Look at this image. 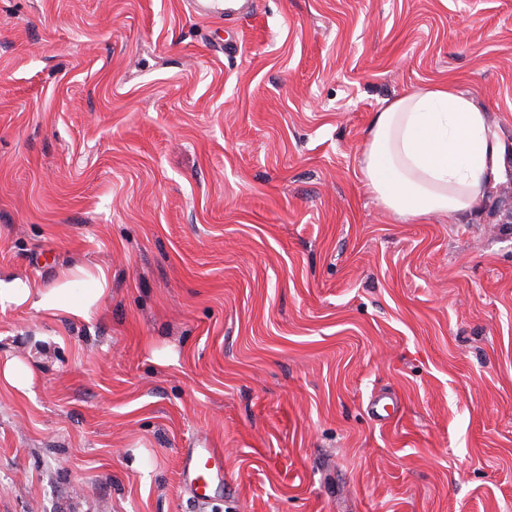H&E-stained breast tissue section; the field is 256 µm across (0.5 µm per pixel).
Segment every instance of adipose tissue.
I'll list each match as a JSON object with an SVG mask.
<instances>
[{
    "instance_id": "1",
    "label": "adipose tissue",
    "mask_w": 512,
    "mask_h": 512,
    "mask_svg": "<svg viewBox=\"0 0 512 512\" xmlns=\"http://www.w3.org/2000/svg\"><path fill=\"white\" fill-rule=\"evenodd\" d=\"M501 163L486 113L451 81L399 96L374 114L361 176L402 218L453 220L480 203ZM110 292V275L99 266L63 269L49 286L0 273L1 306H26L49 320L90 321Z\"/></svg>"
}]
</instances>
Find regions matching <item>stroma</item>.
<instances>
[{"mask_svg":"<svg viewBox=\"0 0 512 512\" xmlns=\"http://www.w3.org/2000/svg\"><path fill=\"white\" fill-rule=\"evenodd\" d=\"M255 2L0 0V271L112 277L89 323L0 308L35 374L0 386V512H512V0ZM450 79L503 165L410 221L367 129ZM191 2L196 3L201 13L220 17H239L248 14L252 10L254 3L252 0H205V4H201L198 1ZM224 459L220 448H192L182 461L181 482L185 492L198 503L207 504L212 492L224 488Z\"/></svg>","mask_w":512,"mask_h":512,"instance_id":"obj_1","label":"stroma"}]
</instances>
